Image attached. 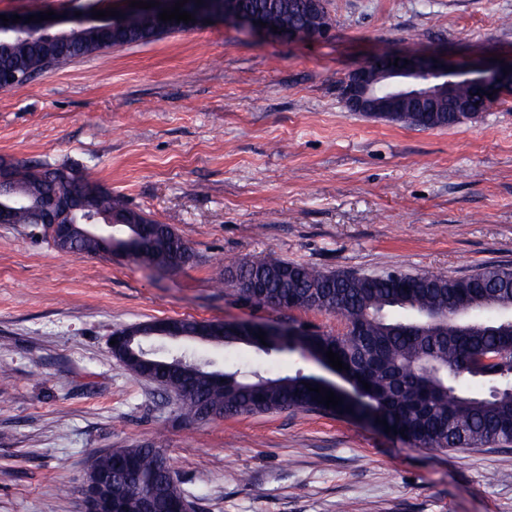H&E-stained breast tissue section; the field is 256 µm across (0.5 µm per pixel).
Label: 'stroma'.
Wrapping results in <instances>:
<instances>
[{
    "label": "stroma",
    "mask_w": 512,
    "mask_h": 512,
    "mask_svg": "<svg viewBox=\"0 0 512 512\" xmlns=\"http://www.w3.org/2000/svg\"><path fill=\"white\" fill-rule=\"evenodd\" d=\"M128 0H0L63 19ZM307 43L221 22L114 47L0 92V161L67 162L171 225L197 262L177 274L59 252L0 224V512H84L93 456L167 438L193 512H512V445L411 448L361 421L260 413L183 420L112 354L157 320L288 322L332 315L225 293L232 262L367 275L512 267V95L471 122L419 130L348 111L336 82L379 54L512 59V0H329ZM224 372L337 374L296 352L188 343Z\"/></svg>",
    "instance_id": "obj_1"
}]
</instances>
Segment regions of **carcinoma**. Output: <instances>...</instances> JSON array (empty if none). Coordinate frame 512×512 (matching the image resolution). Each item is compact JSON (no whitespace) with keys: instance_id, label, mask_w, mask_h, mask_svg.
I'll return each mask as SVG.
<instances>
[{"instance_id":"cac0c4a2","label":"carcinoma","mask_w":512,"mask_h":512,"mask_svg":"<svg viewBox=\"0 0 512 512\" xmlns=\"http://www.w3.org/2000/svg\"><path fill=\"white\" fill-rule=\"evenodd\" d=\"M307 0H237L241 10L264 16L281 30L330 31L335 17L329 7L315 15ZM165 34L149 14L123 23L112 46L147 42ZM107 49L105 36L92 28L70 33L66 48H55L44 36L17 35L0 45V67L20 75L42 74L75 59ZM457 103L439 111L381 112L376 119L418 129L449 128L486 111L469 81L455 89ZM15 195L1 196L14 223H32L33 213L58 193L92 197L91 214L104 221L118 213L130 224L149 227V238L133 251L141 265L177 273L194 263L188 240L170 225L160 224L86 173L37 161L10 165ZM79 256L107 254L99 240L79 236ZM221 283L244 300L280 311L316 310L343 323L335 335L290 326L279 336L254 337L250 322L178 320L186 339L254 348L267 356L298 350L310 355L331 350L342 358L362 396L332 408L308 390L315 377L297 371L271 376L256 369L224 372V384L193 354L154 352L139 339L146 356L161 362L150 381L174 400L178 415L209 422L257 413L329 412L380 421L404 431L398 438L414 448H483L512 444V268L488 265L462 278L445 273H396L394 276L334 273L288 261L241 262L224 267ZM371 385L362 387V382ZM165 440L111 448L94 457L87 480L98 473L112 476L125 512H142L150 501L153 512H190L191 502L164 452Z\"/></svg>"}]
</instances>
